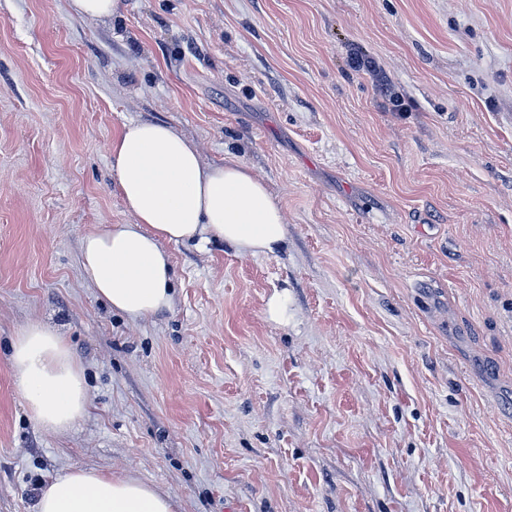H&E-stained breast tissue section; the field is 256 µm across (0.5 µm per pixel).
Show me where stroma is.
I'll return each instance as SVG.
<instances>
[{"label": "stroma", "mask_w": 512, "mask_h": 512, "mask_svg": "<svg viewBox=\"0 0 512 512\" xmlns=\"http://www.w3.org/2000/svg\"><path fill=\"white\" fill-rule=\"evenodd\" d=\"M138 121L239 158L288 247L165 244L172 307L133 320L81 240L135 221L110 146ZM36 321L85 373L64 433L5 357ZM82 468L178 512H512V0H126L110 25L0 0V512Z\"/></svg>", "instance_id": "obj_1"}]
</instances>
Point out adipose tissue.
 Here are the masks:
<instances>
[{"mask_svg":"<svg viewBox=\"0 0 512 512\" xmlns=\"http://www.w3.org/2000/svg\"><path fill=\"white\" fill-rule=\"evenodd\" d=\"M118 187L136 221L87 234L81 260L99 297L130 319L151 317L173 303L164 243L207 232L242 256L273 255L287 243L285 219L266 185L237 157L206 166L171 126L123 125L112 138ZM14 383L31 420L60 433L87 412L83 369L58 329L34 322L9 353ZM168 492L134 476L70 470L41 488L36 512H177Z\"/></svg>","mask_w":512,"mask_h":512,"instance_id":"obj_1","label":"adipose tissue"}]
</instances>
